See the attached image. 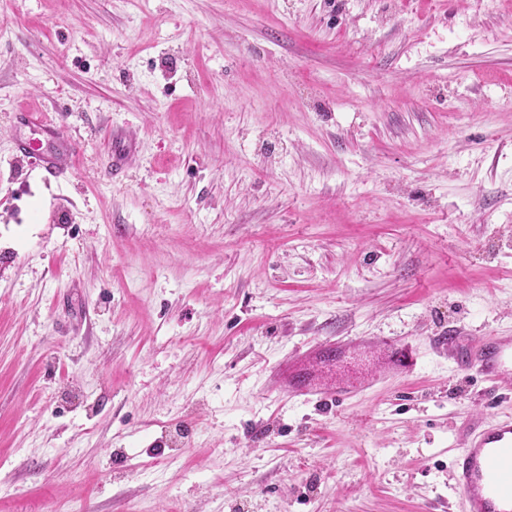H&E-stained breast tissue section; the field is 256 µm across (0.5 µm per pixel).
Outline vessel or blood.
<instances>
[{
    "label": "vessel or blood",
    "mask_w": 512,
    "mask_h": 512,
    "mask_svg": "<svg viewBox=\"0 0 512 512\" xmlns=\"http://www.w3.org/2000/svg\"><path fill=\"white\" fill-rule=\"evenodd\" d=\"M19 122L31 135L17 140L18 156L33 161L44 180L58 178L66 160L79 151V143L43 113L21 110ZM108 138L112 152L103 175L114 180L123 174L133 142L118 132L109 133ZM434 345L448 353L457 366L475 371L485 381L512 385V336L492 332L465 343L451 333L436 337ZM351 347V342L331 340L289 361L280 370L285 388L323 402H343L358 394L362 386L352 381L331 387H319L313 382L315 367L337 361ZM382 350L385 372L398 374L412 370L414 358L407 348L386 343ZM449 478L457 494L458 512H512V416L496 418L475 428L465 447L454 450Z\"/></svg>",
    "instance_id": "b4317fda"
}]
</instances>
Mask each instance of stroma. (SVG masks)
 Masks as SVG:
<instances>
[{
  "instance_id": "35a3bbf8",
  "label": "stroma",
  "mask_w": 512,
  "mask_h": 512,
  "mask_svg": "<svg viewBox=\"0 0 512 512\" xmlns=\"http://www.w3.org/2000/svg\"><path fill=\"white\" fill-rule=\"evenodd\" d=\"M451 331L512 334V0H0V512H457L512 393ZM344 337L371 388L279 385ZM19 112V123L42 139H18L15 144L17 155L33 161L44 180L57 179L63 172L66 160L80 150V144L71 139L61 125L42 112L29 109ZM43 141L48 145L46 148L42 147ZM108 139L112 141V152L110 160L103 170V177L112 181L119 178L125 171L132 152L133 141L115 131L109 133ZM356 345L344 340H331L319 344L302 357L289 361L288 366L280 369V378L284 387L299 396L316 397L322 402H344L368 388L371 383L358 384L342 381L332 387H317L313 383L314 368L329 364L343 357ZM382 350L385 356V373H408L412 370L414 358L407 348L395 343H385Z\"/></svg>"
}]
</instances>
